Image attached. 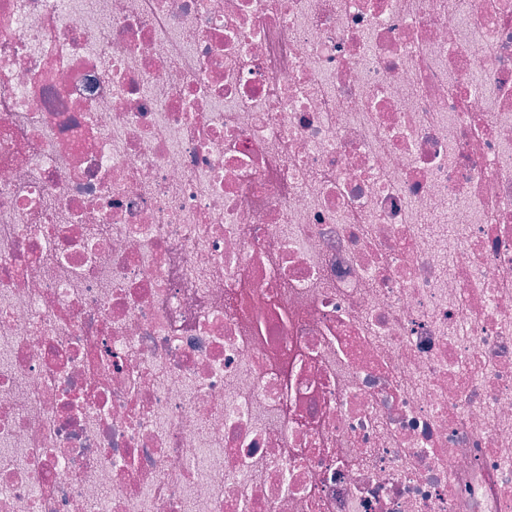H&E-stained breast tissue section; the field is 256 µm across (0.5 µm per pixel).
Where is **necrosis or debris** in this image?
I'll return each mask as SVG.
<instances>
[{
    "instance_id": "4bbe7bcc",
    "label": "necrosis or debris",
    "mask_w": 512,
    "mask_h": 512,
    "mask_svg": "<svg viewBox=\"0 0 512 512\" xmlns=\"http://www.w3.org/2000/svg\"><path fill=\"white\" fill-rule=\"evenodd\" d=\"M0 512H512V0H0Z\"/></svg>"
}]
</instances>
